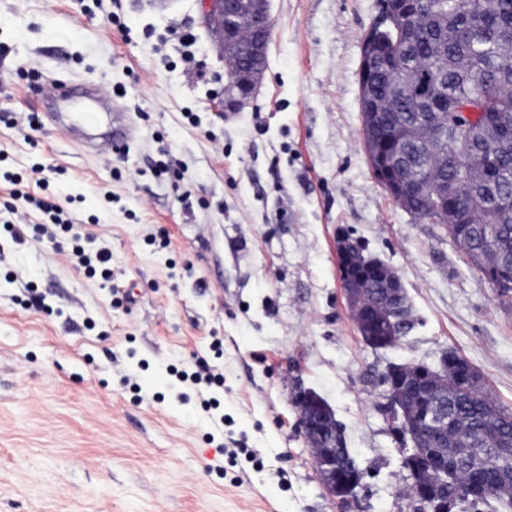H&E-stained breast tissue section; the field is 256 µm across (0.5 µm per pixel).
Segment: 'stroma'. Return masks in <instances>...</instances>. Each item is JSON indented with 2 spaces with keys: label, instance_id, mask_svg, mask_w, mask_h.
Listing matches in <instances>:
<instances>
[{
  "label": "stroma",
  "instance_id": "35a3bbf8",
  "mask_svg": "<svg viewBox=\"0 0 512 512\" xmlns=\"http://www.w3.org/2000/svg\"><path fill=\"white\" fill-rule=\"evenodd\" d=\"M202 7L0 0V219L24 227H0V512H418L380 376L449 350L512 409V293L372 175L359 67L380 0H270L262 79L229 119ZM29 67L75 97L35 96ZM90 109L103 132L125 114L122 153L69 138ZM16 189L73 233L38 240L48 217L8 214ZM343 233L401 278L414 325L399 348L356 328ZM77 243L111 252V280L76 263ZM201 359L224 379L220 434L176 378ZM298 386L333 409L364 473L355 497L324 488Z\"/></svg>",
  "mask_w": 512,
  "mask_h": 512
}]
</instances>
